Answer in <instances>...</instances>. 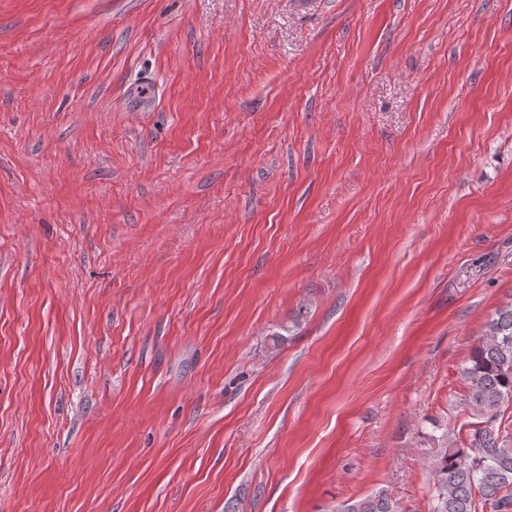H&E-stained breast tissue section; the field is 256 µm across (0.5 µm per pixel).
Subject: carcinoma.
<instances>
[{"label": "carcinoma", "mask_w": 512, "mask_h": 512, "mask_svg": "<svg viewBox=\"0 0 512 512\" xmlns=\"http://www.w3.org/2000/svg\"><path fill=\"white\" fill-rule=\"evenodd\" d=\"M465 375L471 424L461 448H439L434 459L437 504L433 512H512V437L497 426L512 404V303L498 310L473 351ZM340 512H404L387 491H376Z\"/></svg>", "instance_id": "1"}]
</instances>
